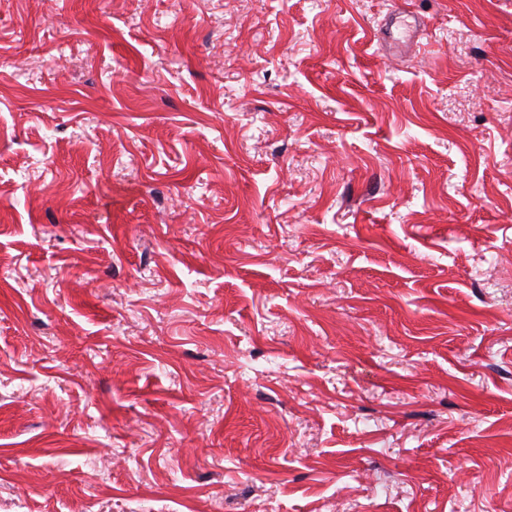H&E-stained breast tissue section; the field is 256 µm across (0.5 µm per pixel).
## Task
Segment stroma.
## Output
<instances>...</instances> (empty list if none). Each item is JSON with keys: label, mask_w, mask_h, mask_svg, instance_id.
Masks as SVG:
<instances>
[{"label": "stroma", "mask_w": 512, "mask_h": 512, "mask_svg": "<svg viewBox=\"0 0 512 512\" xmlns=\"http://www.w3.org/2000/svg\"><path fill=\"white\" fill-rule=\"evenodd\" d=\"M0 512H512V0H0Z\"/></svg>", "instance_id": "stroma-1"}]
</instances>
